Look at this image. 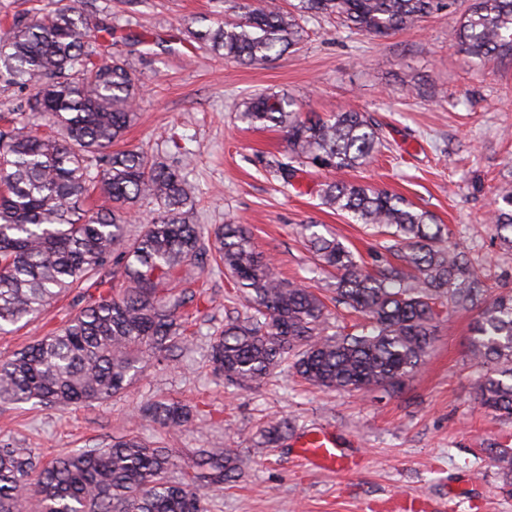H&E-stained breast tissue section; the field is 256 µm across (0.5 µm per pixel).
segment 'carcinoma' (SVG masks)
I'll list each match as a JSON object with an SVG mask.
<instances>
[{
    "label": "carcinoma",
    "mask_w": 512,
    "mask_h": 512,
    "mask_svg": "<svg viewBox=\"0 0 512 512\" xmlns=\"http://www.w3.org/2000/svg\"><path fill=\"white\" fill-rule=\"evenodd\" d=\"M455 2L297 0L283 10L244 0L235 18L196 19L187 33L216 55L264 64L304 41L308 18L334 15L351 30L383 36L451 13ZM97 11L96 0H83L81 10L57 0L41 16L14 20L0 44V76L28 90L24 111L0 129V332L38 317L72 288L98 290L63 325L0 362V404L104 402L129 387L141 358L174 361L194 335L186 307L196 294L173 285L185 266L212 253L249 308L209 341L212 373L225 384L251 387L289 369L332 391L393 388L425 365L441 316L437 301L445 299L479 308L470 353L487 371L476 399L512 418L511 291L478 306V271L444 244L430 212L388 190L336 180L320 190L323 204L393 237L388 250L399 264L371 273L348 246L307 225L319 264L336 271V304L366 319L352 331L334 327L318 295L276 276L247 225L191 222L198 188L187 166L115 149L135 119L140 85L128 60L112 51L123 26L98 25ZM448 41L483 63L512 52V0H471ZM240 118L285 133L274 172L293 188L307 167H361L382 141L363 112L307 117L284 93L247 98ZM96 189L112 207L89 204ZM145 202L154 206L148 223L126 234ZM491 222L512 250V191L494 200ZM116 279L127 288L112 291ZM140 417L177 435L192 412L157 400ZM287 431L288 422L270 421L263 443ZM198 456L206 471L172 480L173 449L134 433L50 461L0 442V512H207L208 493L234 481L242 460L230 448H200Z\"/></svg>",
    "instance_id": "1"
}]
</instances>
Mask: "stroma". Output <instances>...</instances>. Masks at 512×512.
<instances>
[{"mask_svg": "<svg viewBox=\"0 0 512 512\" xmlns=\"http://www.w3.org/2000/svg\"><path fill=\"white\" fill-rule=\"evenodd\" d=\"M469 4L457 0L454 13L385 38L319 17L307 23L298 48L251 65L183 40L188 22L223 16L226 0H140L131 31L146 43L121 51L143 97L123 145L172 161L166 139L177 134L200 190L195 223L248 225L279 276L328 296L336 281L317 268L303 224L318 222L320 233L357 250L371 270L392 261L389 241L322 204L319 188L331 173L308 170L296 189L277 179L271 165L286 149L282 132L249 127L238 118L239 106L272 91L287 93L306 112L367 113L382 146L345 180L389 190L431 212L493 292L512 291V251L501 249L487 220L492 198L512 189V54L484 64L449 44L448 30ZM188 271L202 274L210 302L176 362L147 363L126 392L102 403L0 404V440L47 458L132 432L161 441L163 430L137 413L146 402L174 399L193 413L174 443L178 470L191 466L197 448H230L244 460L238 481L212 496L210 512H512V476L493 454L512 448V421L476 402L475 311L449 309L424 368L395 389L328 392L280 369L260 385L228 388L210 371L209 338L245 309L213 263ZM77 307L75 293H67L43 316L0 334V357L44 336ZM272 417L287 418L290 431L268 447L259 430ZM314 428L343 441L353 471H319L298 461L293 441Z\"/></svg>", "mask_w": 512, "mask_h": 512, "instance_id": "35a3bbf8", "label": "stroma"}]
</instances>
